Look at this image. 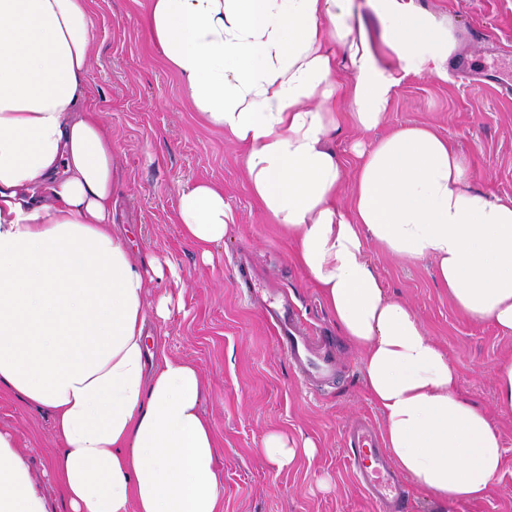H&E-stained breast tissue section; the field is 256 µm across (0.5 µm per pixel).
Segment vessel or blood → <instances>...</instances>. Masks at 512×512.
Segmentation results:
<instances>
[{
    "label": "vessel or blood",
    "instance_id": "b4317fda",
    "mask_svg": "<svg viewBox=\"0 0 512 512\" xmlns=\"http://www.w3.org/2000/svg\"><path fill=\"white\" fill-rule=\"evenodd\" d=\"M267 317L301 376L327 379L335 375V345L304 327L290 305L269 309ZM343 442L350 450L353 471L366 497L384 512H404V480L387 462L375 426L367 420H356L345 430Z\"/></svg>",
    "mask_w": 512,
    "mask_h": 512
}]
</instances>
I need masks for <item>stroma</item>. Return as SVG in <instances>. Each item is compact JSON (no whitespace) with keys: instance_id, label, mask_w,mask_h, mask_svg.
<instances>
[{"instance_id":"obj_1","label":"stroma","mask_w":512,"mask_h":512,"mask_svg":"<svg viewBox=\"0 0 512 512\" xmlns=\"http://www.w3.org/2000/svg\"><path fill=\"white\" fill-rule=\"evenodd\" d=\"M415 2L436 23L455 28L458 48L447 79L405 75L372 136L431 126L461 148L471 186L511 198L512 96L501 89L512 83V0ZM146 7L147 0H94L88 86L112 135V221L125 230L138 265L156 256L177 271L173 278L149 279L148 298L171 296L166 350L194 365L205 385L202 411L218 442L223 512H376L343 443L356 418L383 424L366 391L359 353L341 336L307 271L292 260L287 237L251 196L246 147L203 124L184 98L180 79L141 24ZM198 182L223 187L235 221L207 263L175 219L181 190ZM241 254L253 258L272 289L242 286ZM366 258L387 296L407 304L447 351L461 394L484 411L504 443V472L487 497L452 512H512V415L495 403V369L512 359V334L459 313L430 260L405 261L372 241ZM283 295L310 330L335 337L345 365L336 380L310 385L289 362L265 312ZM0 431L13 436L48 512H67L52 475L58 444L51 417L1 389ZM272 433L296 443L312 440L318 452L276 467L258 452Z\"/></svg>"}]
</instances>
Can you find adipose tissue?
Returning <instances> with one entry per match:
<instances>
[{
    "label": "adipose tissue",
    "instance_id": "ef3b65f1",
    "mask_svg": "<svg viewBox=\"0 0 512 512\" xmlns=\"http://www.w3.org/2000/svg\"><path fill=\"white\" fill-rule=\"evenodd\" d=\"M92 0H0V387L47 412L52 472L69 512H220L205 387L168 356V296L112 230V137L89 95ZM149 0L142 16L194 112L247 145L248 189L296 245L361 353L395 466L448 512L486 498L504 465L485 413L461 396L455 364L364 256L367 241L428 258L460 313L512 333V198L466 181L463 155L430 127L368 135L403 74L442 78L456 48L413 0ZM362 139L349 205L330 141L337 58ZM34 185L38 196L22 195ZM177 219L203 261L233 225L222 187L182 190ZM0 512L45 505L0 433Z\"/></svg>",
    "mask_w": 512,
    "mask_h": 512
}]
</instances>
